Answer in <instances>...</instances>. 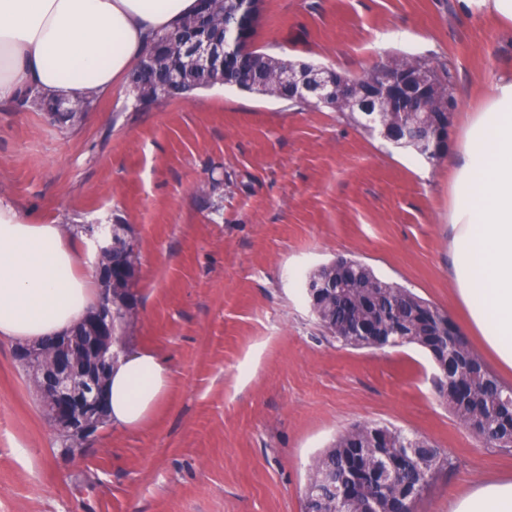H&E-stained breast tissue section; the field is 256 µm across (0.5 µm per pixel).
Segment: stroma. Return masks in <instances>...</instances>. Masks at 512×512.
Instances as JSON below:
<instances>
[{
	"instance_id": "obj_1",
	"label": "stroma",
	"mask_w": 512,
	"mask_h": 512,
	"mask_svg": "<svg viewBox=\"0 0 512 512\" xmlns=\"http://www.w3.org/2000/svg\"><path fill=\"white\" fill-rule=\"evenodd\" d=\"M254 45L352 76L394 55L435 57L460 107L437 164L327 109L218 84L139 109L119 81L61 126L0 102V197L89 234L130 225L139 261L125 346L175 384L140 429L105 426L71 458L0 342V512H304L312 459L358 424L425 437L453 458L414 512H448L481 477L512 475L436 396L414 346L324 337L303 282L336 257L464 315L449 277L459 133L512 73V26L458 0H262Z\"/></svg>"
}]
</instances>
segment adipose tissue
<instances>
[{"label":"adipose tissue","mask_w":512,"mask_h":512,"mask_svg":"<svg viewBox=\"0 0 512 512\" xmlns=\"http://www.w3.org/2000/svg\"><path fill=\"white\" fill-rule=\"evenodd\" d=\"M198 0H0V102L33 90L71 104L110 92ZM450 276L467 327L512 370V74L488 86L462 130L454 159ZM84 236L42 224L0 197V340L66 335L101 292L78 265ZM168 363L148 349L112 364L108 422L144 426L172 389ZM448 512H512V477L473 484Z\"/></svg>","instance_id":"adipose-tissue-1"}]
</instances>
